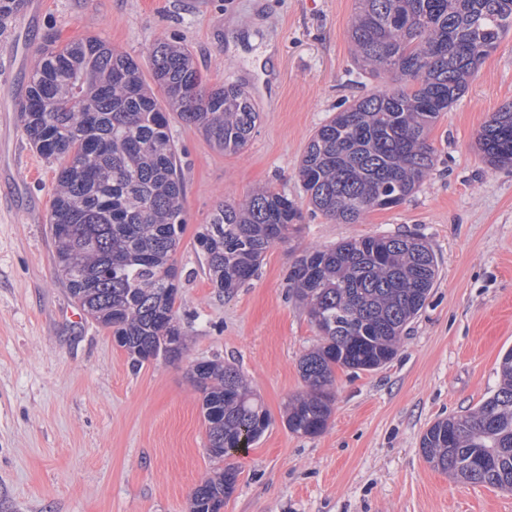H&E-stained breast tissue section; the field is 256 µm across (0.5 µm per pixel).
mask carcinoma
I'll return each mask as SVG.
<instances>
[{
    "label": "carcinoma",
    "mask_w": 512,
    "mask_h": 512,
    "mask_svg": "<svg viewBox=\"0 0 512 512\" xmlns=\"http://www.w3.org/2000/svg\"><path fill=\"white\" fill-rule=\"evenodd\" d=\"M356 2L349 31L356 61L400 86L337 112L315 132L298 169L314 210L345 224L411 196L434 166L430 130L512 32V0ZM20 6L0 0V36ZM36 54L18 120L38 154L58 167L48 224L60 280L112 331L133 368L176 361L184 334L173 255L186 220L170 117L234 154L248 145L259 112L239 85L204 89L191 50L160 38L149 50L150 83L129 55L96 36L61 46L50 35ZM478 141L489 165H512L511 103L491 114ZM301 218L296 202L272 189L219 203L195 236L212 287L229 295L249 281L267 249L285 241ZM438 273L435 253L413 234L368 235L289 264L288 288L320 336L299 362L305 391L288 403L290 432L326 430L336 370L373 371L396 355ZM189 378L201 395L212 457L224 460L270 426L234 364L198 360ZM500 378L475 409L434 422L421 449L459 482L512 491V350L501 358ZM238 475L228 464L201 481L190 512H221Z\"/></svg>",
    "instance_id": "obj_1"
}]
</instances>
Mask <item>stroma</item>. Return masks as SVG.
<instances>
[{"instance_id": "obj_1", "label": "stroma", "mask_w": 512, "mask_h": 512, "mask_svg": "<svg viewBox=\"0 0 512 512\" xmlns=\"http://www.w3.org/2000/svg\"><path fill=\"white\" fill-rule=\"evenodd\" d=\"M355 0H23L0 41V512H189L219 467L208 451L199 359L236 364L271 416L231 456L239 472L223 512H512V492L453 481L425 459L434 422L473 409L499 384L512 349V167L493 168L477 136L512 102V34L480 65L429 134L435 165L403 204L341 224L312 210L298 167L315 131L382 87L357 65ZM95 34L149 70L156 38L186 44L207 86L252 95L260 124L237 154L214 149L178 117L186 227L175 259L180 360L132 369L110 330L80 312L58 280L47 219L56 168L18 122L22 84L46 34ZM269 187L302 212L258 274L218 296L195 243L224 201ZM415 233L440 268L397 355L371 372L337 370L329 425L291 433L298 364L319 337L288 293L302 252L366 235Z\"/></svg>"}]
</instances>
